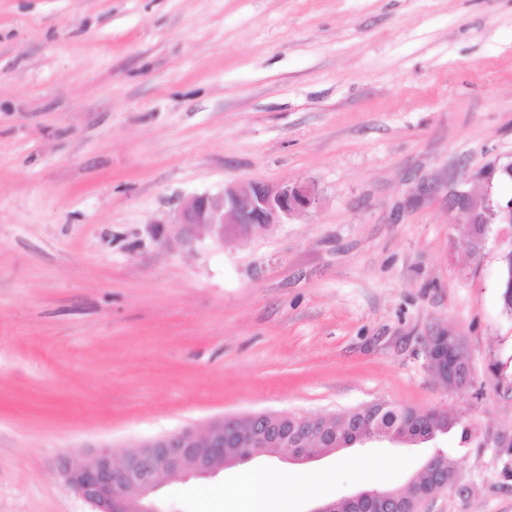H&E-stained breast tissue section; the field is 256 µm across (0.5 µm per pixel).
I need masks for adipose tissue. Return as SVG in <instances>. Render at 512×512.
<instances>
[{
    "label": "adipose tissue",
    "mask_w": 512,
    "mask_h": 512,
    "mask_svg": "<svg viewBox=\"0 0 512 512\" xmlns=\"http://www.w3.org/2000/svg\"><path fill=\"white\" fill-rule=\"evenodd\" d=\"M328 477L317 474L304 482H297L288 474L271 476L266 470L251 468L239 474L234 496L224 499V512H274V503L269 495L272 483L295 493L311 494L316 488L327 482Z\"/></svg>",
    "instance_id": "1"
}]
</instances>
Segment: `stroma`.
<instances>
[{
  "instance_id": "35a3bbf8",
  "label": "stroma",
  "mask_w": 512,
  "mask_h": 512,
  "mask_svg": "<svg viewBox=\"0 0 512 512\" xmlns=\"http://www.w3.org/2000/svg\"><path fill=\"white\" fill-rule=\"evenodd\" d=\"M512 0H0V512H89L61 457L253 413L384 400L469 428L306 465L260 455L172 479L217 512L243 468L333 475L285 512L458 481L420 512H512V317L468 192L512 197ZM306 183L316 209L235 245L172 219L231 182ZM474 369L451 391L429 336ZM442 455V452H437L435 455L429 458L425 462L423 470H430L436 483H438L441 487H448V485H451L455 482L456 475L448 476V473L442 469L440 461L442 459L443 466L450 472L456 473V466L454 460L451 457L446 456L445 454V456L442 458Z\"/></svg>"
}]
</instances>
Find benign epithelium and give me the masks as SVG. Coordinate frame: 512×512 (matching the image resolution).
<instances>
[{
  "instance_id": "1",
  "label": "benign epithelium",
  "mask_w": 512,
  "mask_h": 512,
  "mask_svg": "<svg viewBox=\"0 0 512 512\" xmlns=\"http://www.w3.org/2000/svg\"><path fill=\"white\" fill-rule=\"evenodd\" d=\"M318 196L309 184H271L250 181L224 185L221 195L200 194L191 197L178 209L173 223L181 233L193 236L199 231L224 245L239 239L241 228L253 224H282L285 220L316 207ZM454 204L468 216L470 233L480 245H486L492 225H498L496 240L512 238V198L501 201L491 196L479 210L470 206L468 195L458 192ZM459 337L445 330L430 337L426 346L429 367L444 366L450 388L459 390L472 381V367L447 356V350ZM286 414L255 413L241 420L222 417L208 423L202 432L186 427L172 434L140 442L115 463L111 446L98 445L81 462L62 457L57 474L87 503L91 512H155L151 503L162 479L167 477H210L221 468L248 459L242 448H263L269 444L288 447V461L307 464L328 455L317 450L327 436L330 417L303 414L301 425L292 438L282 425ZM442 453L429 458L424 469L436 483L446 487L455 482L441 465ZM356 512H410L408 504L377 489H364L349 497Z\"/></svg>"
}]
</instances>
